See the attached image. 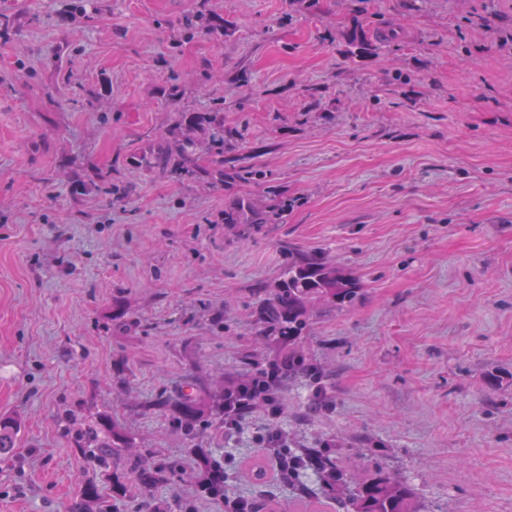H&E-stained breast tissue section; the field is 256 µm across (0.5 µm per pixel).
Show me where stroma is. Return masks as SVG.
Segmentation results:
<instances>
[{
    "label": "stroma",
    "mask_w": 512,
    "mask_h": 512,
    "mask_svg": "<svg viewBox=\"0 0 512 512\" xmlns=\"http://www.w3.org/2000/svg\"><path fill=\"white\" fill-rule=\"evenodd\" d=\"M208 7V34L184 18ZM0 512H72L89 481L67 418L108 412L143 455L182 464L187 439L151 410L191 366L274 357L254 293L289 246L359 279L321 314L319 381L290 388L298 447L408 479L429 512H512V0H0ZM380 54L343 66L353 36ZM177 98H170V85ZM220 111L233 136L214 185L141 166L182 116ZM112 175L111 191L88 180ZM259 225L232 223L239 203ZM125 364L126 379L115 367ZM242 433L231 493L270 512H336L252 471L276 462ZM158 498L224 512L184 468ZM20 430L21 425L15 419L0 417V454L8 452L10 448H16Z\"/></svg>",
    "instance_id": "obj_1"
}]
</instances>
